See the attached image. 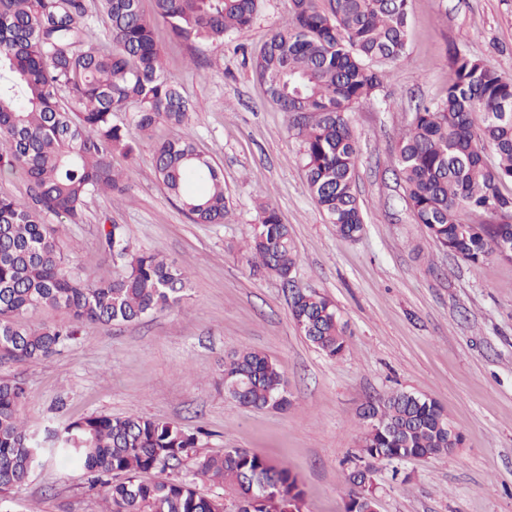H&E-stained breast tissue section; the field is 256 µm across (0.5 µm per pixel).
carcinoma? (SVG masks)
Masks as SVG:
<instances>
[{"mask_svg":"<svg viewBox=\"0 0 512 512\" xmlns=\"http://www.w3.org/2000/svg\"><path fill=\"white\" fill-rule=\"evenodd\" d=\"M282 30L257 51L253 69L269 99L289 114L302 137L310 193L336 232L354 240L364 230L355 192L358 142L349 112L373 99L388 66L405 57L408 0H291ZM258 0H0V174L22 169L27 197L0 194V365L45 361L93 324L122 325L180 305L189 278L173 261L134 248L123 226L103 229L104 251L120 273L92 284L68 268L48 216L80 224L86 199L125 194L116 151L132 146L119 114L134 107L149 133L159 123L181 127L197 105L166 73L156 24L190 45L224 42L253 23ZM101 16L107 40L88 41ZM443 98L416 108L399 138L396 176L417 223L449 254L474 266L512 261V80L463 53ZM493 150L487 162L484 150ZM158 180L196 224H222L228 213L219 167L193 141L175 136L155 150ZM492 215L468 223L460 211ZM251 267L286 280L297 263L292 233L275 207H260L248 243ZM50 306L70 322L32 326L25 316ZM296 329L330 358L346 348L334 303L315 290L292 297ZM224 395L253 410L291 405L278 364L255 350L224 362ZM26 387L0 379V502L25 485L52 455L63 456L106 486L104 512H224L196 480L228 489L239 512H301L297 478L246 448L207 452L200 437L143 415L90 414L46 430L21 418ZM363 431L351 472L382 460L448 454L461 436L433 399L392 392L359 413ZM159 471L164 477L145 481ZM376 488L350 482L346 512H374Z\"/></svg>","mask_w":512,"mask_h":512,"instance_id":"1","label":"carcinoma"}]
</instances>
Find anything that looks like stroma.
<instances>
[{
  "label": "stroma",
  "mask_w": 512,
  "mask_h": 512,
  "mask_svg": "<svg viewBox=\"0 0 512 512\" xmlns=\"http://www.w3.org/2000/svg\"><path fill=\"white\" fill-rule=\"evenodd\" d=\"M290 6L260 0L252 26L220 44L190 47L165 26L156 30L168 73L200 104L181 132L224 175V223H193L168 194L153 153L172 131L161 124L142 133L129 111L121 118L136 152L112 159L128 193L87 198L83 223L62 227V250L84 278L113 274L101 240L107 220L123 225L138 249L185 268L188 300L136 323L95 326L49 360L0 366V376L26 383L22 419L31 430L93 413L201 430L209 451L249 448L288 467L304 512H345L359 412L391 392H415L445 408L463 442L437 458L379 463V512H512V262L475 267L437 246L416 223L394 164L417 105L443 97L454 53L512 78V0H409L406 58L350 114L364 218L354 240L339 236L312 198L302 142L251 67ZM264 202L292 231L298 261L288 283L246 261ZM294 286L333 301L345 326L342 356H324L297 331ZM245 349L280 366L288 410L247 409L225 397L224 362ZM0 507L102 512V501L86 471L58 461L36 469Z\"/></svg>",
  "instance_id": "stroma-1"
}]
</instances>
